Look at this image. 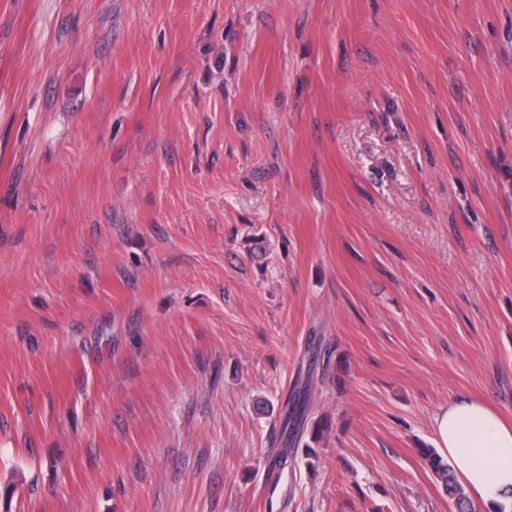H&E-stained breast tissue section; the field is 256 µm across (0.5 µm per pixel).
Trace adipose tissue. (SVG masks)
<instances>
[{"instance_id": "ef3b65f1", "label": "adipose tissue", "mask_w": 512, "mask_h": 512, "mask_svg": "<svg viewBox=\"0 0 512 512\" xmlns=\"http://www.w3.org/2000/svg\"><path fill=\"white\" fill-rule=\"evenodd\" d=\"M432 428L476 503L491 508L512 499L511 422L485 403L458 398L440 408Z\"/></svg>"}]
</instances>
